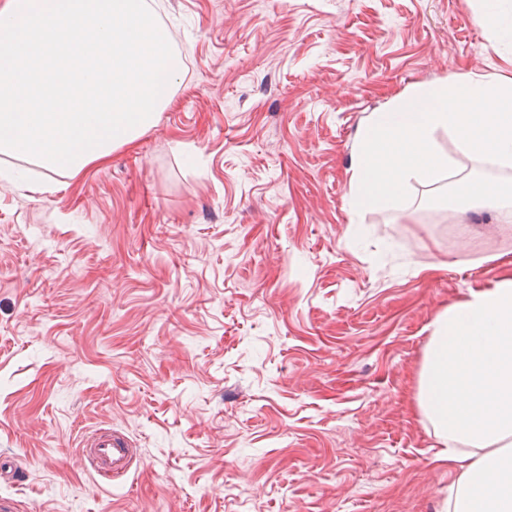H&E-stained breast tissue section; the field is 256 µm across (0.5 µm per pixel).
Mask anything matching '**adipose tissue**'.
Wrapping results in <instances>:
<instances>
[{
	"instance_id": "1",
	"label": "adipose tissue",
	"mask_w": 512,
	"mask_h": 512,
	"mask_svg": "<svg viewBox=\"0 0 512 512\" xmlns=\"http://www.w3.org/2000/svg\"><path fill=\"white\" fill-rule=\"evenodd\" d=\"M417 402L454 474L448 512H512V276L438 316Z\"/></svg>"
}]
</instances>
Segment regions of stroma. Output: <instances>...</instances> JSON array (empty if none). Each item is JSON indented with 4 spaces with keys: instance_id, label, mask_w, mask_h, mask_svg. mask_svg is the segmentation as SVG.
<instances>
[{
    "instance_id": "35a3bbf8",
    "label": "stroma",
    "mask_w": 512,
    "mask_h": 512,
    "mask_svg": "<svg viewBox=\"0 0 512 512\" xmlns=\"http://www.w3.org/2000/svg\"><path fill=\"white\" fill-rule=\"evenodd\" d=\"M184 59L133 144L64 190L0 182V496L20 512H446L416 394L434 322L512 275V174L349 199L407 89L512 80V0H151ZM502 188L449 207L450 184ZM106 427L116 481L79 452ZM122 436L112 430L98 429L82 442V452L92 469L102 478L114 481L126 475L131 467L133 450Z\"/></svg>"
}]
</instances>
